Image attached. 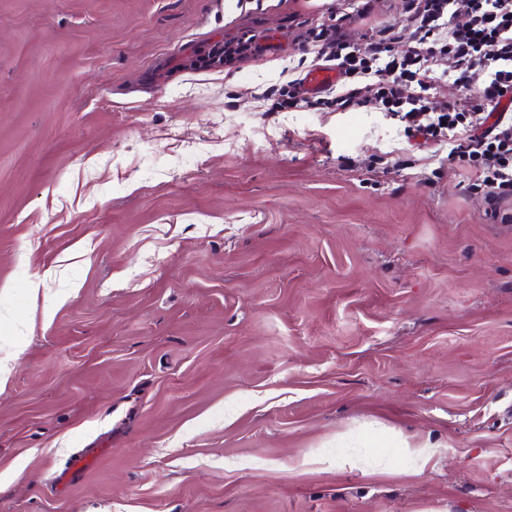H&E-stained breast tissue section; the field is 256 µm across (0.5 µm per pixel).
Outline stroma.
<instances>
[{"label": "stroma", "mask_w": 512, "mask_h": 512, "mask_svg": "<svg viewBox=\"0 0 512 512\" xmlns=\"http://www.w3.org/2000/svg\"><path fill=\"white\" fill-rule=\"evenodd\" d=\"M251 22L0 0V512H512V223ZM270 38L254 28H242L224 40V47L220 49L219 61H224L228 71L238 69L241 65L257 60L268 51L281 48L269 42ZM407 451L411 456V470L409 471L414 475H422L425 472L426 466L436 453V448L430 443L424 442L414 445L412 448L407 446Z\"/></svg>", "instance_id": "35a3bbf8"}]
</instances>
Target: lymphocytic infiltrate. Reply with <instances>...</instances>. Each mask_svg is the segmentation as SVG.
<instances>
[{"instance_id": "obj_1", "label": "lymphocytic infiltrate", "mask_w": 512, "mask_h": 512, "mask_svg": "<svg viewBox=\"0 0 512 512\" xmlns=\"http://www.w3.org/2000/svg\"><path fill=\"white\" fill-rule=\"evenodd\" d=\"M373 0H332L321 17L289 19L292 45L312 50L318 67L340 72L335 89L308 96L302 77L280 86L281 109L362 111L377 107L407 137L448 142L450 156L479 172L470 189L487 219L512 221V0H401L398 18L376 13ZM273 48L267 35L243 28L220 51L237 68ZM449 77L463 92L441 98Z\"/></svg>"}]
</instances>
